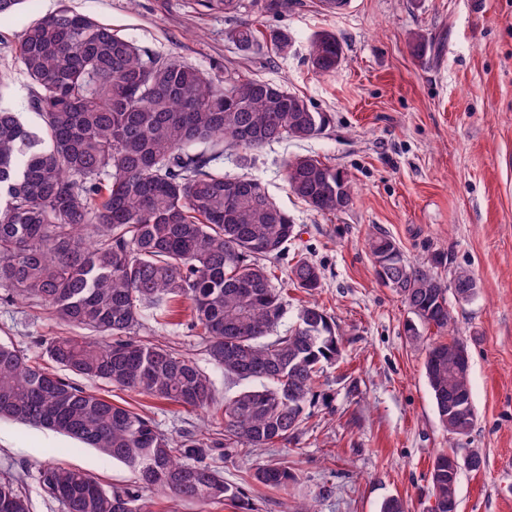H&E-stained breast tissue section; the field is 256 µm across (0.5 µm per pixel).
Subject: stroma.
I'll return each mask as SVG.
<instances>
[{
  "label": "stroma",
  "instance_id": "1",
  "mask_svg": "<svg viewBox=\"0 0 512 512\" xmlns=\"http://www.w3.org/2000/svg\"><path fill=\"white\" fill-rule=\"evenodd\" d=\"M71 7L162 56L204 70L224 60L241 62L256 77L288 87L328 113L317 138L285 140L248 153L225 155L224 170L260 180L295 224L298 235L275 264L283 290V326L300 305L315 300L336 321L343 357L325 365L317 396L306 406L301 430L282 448L241 453L209 448L205 461L243 499L206 508L157 497L156 512H380L390 498L404 512H428L430 469L451 446L434 410L423 367L425 350L403 332L408 310L376 277L366 239L391 235L409 261L451 254L477 281L476 297L454 305L455 334L471 354L470 385L477 421L460 440L485 464L462 471L459 512H512V0H348L336 13L320 0H293L287 13L262 17L261 29L288 31V57L271 50L242 56L225 42L229 25L212 0H24L0 17V72L10 87L0 106L30 127V84L18 61V36L39 18ZM334 31L344 45L336 72L318 76L308 67L312 37ZM430 46L415 54L412 32ZM313 155L346 173L355 200L346 211L320 215L291 195L285 162ZM307 257L322 272L314 295L288 283V269ZM0 287V338L31 357L40 339L71 334L36 301H4ZM142 339L169 344L211 373L217 391L237 386L215 371L186 316L169 324L147 321ZM90 388L129 404L168 436L199 433V413L122 391L105 382ZM86 471L108 487L133 476L120 463L65 436L0 421V472L24 479L32 512H62L40 490L35 474L47 460ZM286 463L298 474L285 489L251 483L258 466Z\"/></svg>",
  "mask_w": 512,
  "mask_h": 512
}]
</instances>
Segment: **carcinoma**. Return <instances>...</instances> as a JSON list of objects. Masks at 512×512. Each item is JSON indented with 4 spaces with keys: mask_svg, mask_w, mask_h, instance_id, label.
<instances>
[{
    "mask_svg": "<svg viewBox=\"0 0 512 512\" xmlns=\"http://www.w3.org/2000/svg\"><path fill=\"white\" fill-rule=\"evenodd\" d=\"M233 23L227 42L257 54L264 43L285 55L288 33L261 36L256 18L288 0H218ZM344 57L331 31L316 34L308 63L318 75ZM19 60L32 88L31 129L0 107V286L14 300L35 299L68 326L93 334L53 336L46 355L63 371L103 381L211 418L210 442L226 448L286 445L299 430L325 363L342 354L336 322L316 303L295 325L273 332L285 314L271 264L296 237V225L253 178L224 173V151L258 150L283 139L308 140L329 125L325 112L284 86L229 63L209 73L162 57L72 9L34 20L19 35ZM289 192L328 215L353 205L348 175L316 156L285 163ZM368 250L378 280L408 307L404 333L451 331L448 295L477 294L472 272L448 254L408 261L396 240L376 233ZM293 287L312 294L320 269L306 258L289 270ZM190 309V327L211 364L242 385L217 406L215 381L189 356L137 337L145 320ZM470 354L450 338L426 347L424 370L448 436L467 437L475 411ZM46 429L124 464L131 488H105L88 473L48 461L37 468L43 494L64 512H155L143 491L202 507L239 497L211 465L203 443L177 441L132 408L33 365L0 341V420ZM435 457L432 512L448 510V455ZM257 484L287 488L286 466L263 465ZM0 512H31L20 476L0 478Z\"/></svg>",
    "mask_w": 512,
    "mask_h": 512,
    "instance_id": "obj_1",
    "label": "carcinoma"
}]
</instances>
